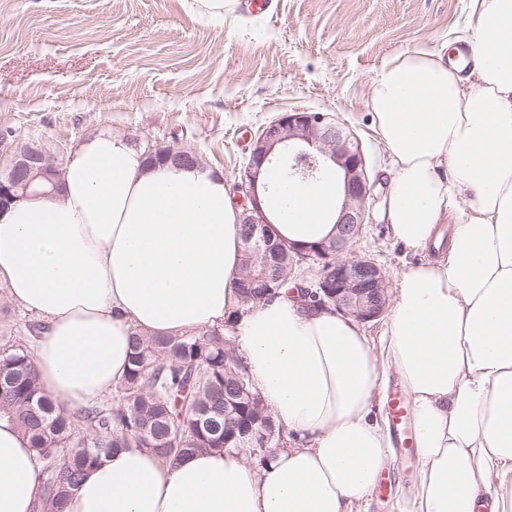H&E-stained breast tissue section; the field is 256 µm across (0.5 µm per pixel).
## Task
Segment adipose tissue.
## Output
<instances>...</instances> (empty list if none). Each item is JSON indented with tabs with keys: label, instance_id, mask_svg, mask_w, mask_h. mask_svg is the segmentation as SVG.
<instances>
[{
	"label": "adipose tissue",
	"instance_id": "obj_1",
	"mask_svg": "<svg viewBox=\"0 0 512 512\" xmlns=\"http://www.w3.org/2000/svg\"><path fill=\"white\" fill-rule=\"evenodd\" d=\"M469 60L418 45L369 94L392 178L379 218L408 261L379 341L354 318L284 293L234 341L288 432L263 465L240 448L167 462L130 444L88 470L64 512H352L393 446L375 405L397 379L420 462L407 512H512V0H469ZM279 183L275 239L336 233L334 180ZM224 176L148 165L103 130L67 157L60 190L0 212V282L43 329L42 392L75 410L110 396L130 337L222 324L243 254ZM431 252V259L410 258ZM36 453L0 417V512H34Z\"/></svg>",
	"mask_w": 512,
	"mask_h": 512
}]
</instances>
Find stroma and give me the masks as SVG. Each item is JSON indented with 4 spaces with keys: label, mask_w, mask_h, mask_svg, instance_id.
Listing matches in <instances>:
<instances>
[{
    "label": "stroma",
    "mask_w": 512,
    "mask_h": 512,
    "mask_svg": "<svg viewBox=\"0 0 512 512\" xmlns=\"http://www.w3.org/2000/svg\"><path fill=\"white\" fill-rule=\"evenodd\" d=\"M471 34L468 0H271L260 14L233 0L220 20L193 17L185 0H0V138L44 145L61 164L103 129L175 143L230 190L263 126L324 113L357 137L372 186L346 254L373 259L392 282L403 258L376 218L389 180L371 82L402 50H461ZM385 471L387 493L354 512H401L418 456L394 446Z\"/></svg>",
    "instance_id": "35a3bbf8"
}]
</instances>
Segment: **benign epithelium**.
Instances as JSON below:
<instances>
[{"instance_id":"1","label":"benign epithelium","mask_w":512,"mask_h":512,"mask_svg":"<svg viewBox=\"0 0 512 512\" xmlns=\"http://www.w3.org/2000/svg\"><path fill=\"white\" fill-rule=\"evenodd\" d=\"M5 152L10 154V164L6 173H0V210L31 192L38 193V189L33 187L38 178L50 185L52 192L59 188L62 171L44 146L3 140L0 142V155ZM146 160L151 165H201L197 154L172 145L149 152ZM330 163L334 165L341 198L336 211V237L307 248L284 243L281 248L299 256L309 258L314 255L327 261L316 289V294L324 295V300H310L311 289L305 288L300 300L306 309L331 307L360 321H370L385 311L388 283L382 269L373 260L340 257L361 231L364 204L371 194L362 150L344 127L326 115L294 111L282 114L250 138L249 163L241 184L237 185V191L243 193L244 200L239 223L245 225L249 239L259 228L264 237H271L269 228L275 223L269 206L271 189L269 183L263 181L262 174L273 165H279L293 180L310 183L321 180ZM198 424L214 434L236 429L245 436L252 432V426L228 415L224 416V424L221 425L207 411L198 413Z\"/></svg>"}]
</instances>
